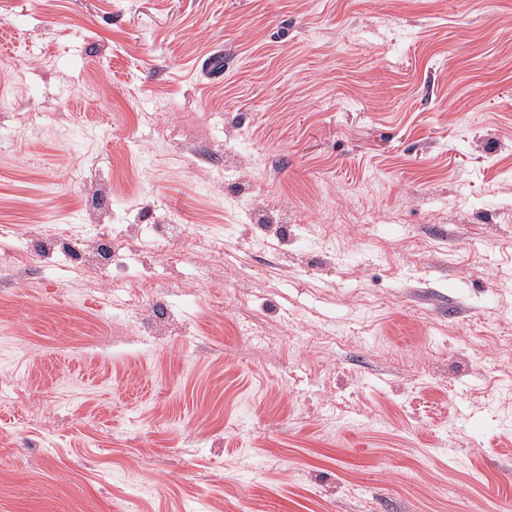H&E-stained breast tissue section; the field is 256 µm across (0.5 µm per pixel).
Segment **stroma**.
Segmentation results:
<instances>
[{"instance_id":"obj_1","label":"stroma","mask_w":512,"mask_h":512,"mask_svg":"<svg viewBox=\"0 0 512 512\" xmlns=\"http://www.w3.org/2000/svg\"><path fill=\"white\" fill-rule=\"evenodd\" d=\"M1 99L0 512H512V0H0Z\"/></svg>"}]
</instances>
